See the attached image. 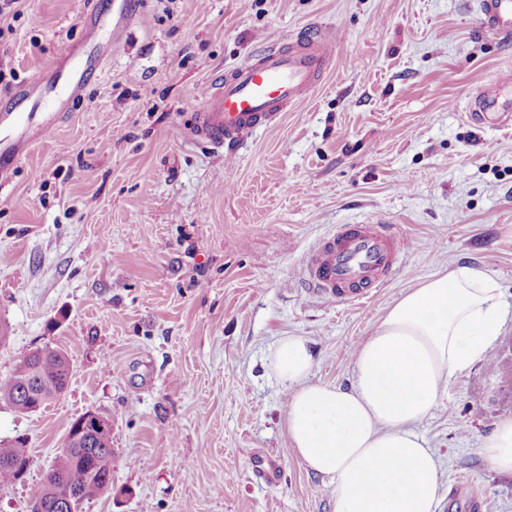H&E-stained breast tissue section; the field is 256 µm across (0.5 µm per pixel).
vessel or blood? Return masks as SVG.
I'll return each mask as SVG.
<instances>
[{"mask_svg":"<svg viewBox=\"0 0 512 512\" xmlns=\"http://www.w3.org/2000/svg\"><path fill=\"white\" fill-rule=\"evenodd\" d=\"M478 8L482 30L512 38V0H478ZM137 15L130 0H114V35L128 34ZM80 20L79 44L66 46L53 68L33 75L15 91V98L28 101L32 111L49 106L65 111L91 80L105 74L104 60L95 52L101 20L89 14ZM334 43L330 30L316 26L219 75L208 86L204 105L191 115L188 136L213 151L235 154L252 132L268 126L288 104L315 90L329 66ZM493 105L491 93L476 95L468 119L485 123ZM407 248V238L394 226L343 224L310 252L303 277L323 300L353 302L383 286Z\"/></svg>","mask_w":512,"mask_h":512,"instance_id":"1","label":"vessel or blood"}]
</instances>
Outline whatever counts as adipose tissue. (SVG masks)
Wrapping results in <instances>:
<instances>
[{
	"mask_svg": "<svg viewBox=\"0 0 512 512\" xmlns=\"http://www.w3.org/2000/svg\"><path fill=\"white\" fill-rule=\"evenodd\" d=\"M505 318L496 280L463 263L408 289L356 348L349 388L312 382L307 339L271 360L293 393L285 419L300 459L335 490L334 512H437L440 458L418 424L450 381L488 359ZM481 453L512 475V418Z\"/></svg>",
	"mask_w": 512,
	"mask_h": 512,
	"instance_id": "adipose-tissue-1",
	"label": "adipose tissue"
}]
</instances>
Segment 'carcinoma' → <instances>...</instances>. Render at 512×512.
<instances>
[{"label": "carcinoma", "mask_w": 512, "mask_h": 512, "mask_svg": "<svg viewBox=\"0 0 512 512\" xmlns=\"http://www.w3.org/2000/svg\"><path fill=\"white\" fill-rule=\"evenodd\" d=\"M32 364L17 367L0 381V401L23 413L31 412L30 398L23 390L30 389L38 398L48 400L67 391L71 379V362L66 351L50 347H37L29 352ZM30 463L24 440L18 438L6 446L0 445V470L8 468L1 482L21 479ZM112 485V441L93 440L79 448L63 446L54 464L44 475L38 494L42 512H58L57 502L68 495L74 496L73 512L84 501L103 494Z\"/></svg>", "instance_id": "obj_1"}]
</instances>
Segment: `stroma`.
Masks as SVG:
<instances>
[{
  "mask_svg": "<svg viewBox=\"0 0 512 512\" xmlns=\"http://www.w3.org/2000/svg\"><path fill=\"white\" fill-rule=\"evenodd\" d=\"M94 6H0V95L49 68ZM105 48L104 79L11 163L0 192V379L30 350L68 351L67 392L21 413L0 403V442L23 438L24 479L0 512H30L72 421L109 420L112 488L80 512H334L329 479L284 427L292 390L270 367L308 339L311 379L348 386L353 352L428 276L469 262L509 306L488 361L448 386L418 431L440 456V492L466 475L483 506L512 512V476L479 449L512 417V125L467 119L476 91L512 75V41L481 33L477 0H138ZM322 25L332 63L311 96L227 159L183 124L210 80ZM406 235L388 284L352 304L306 289L302 266L340 224ZM280 466L266 485L252 453Z\"/></svg>",
  "mask_w": 512,
  "mask_h": 512,
  "instance_id": "1",
  "label": "stroma"
}]
</instances>
